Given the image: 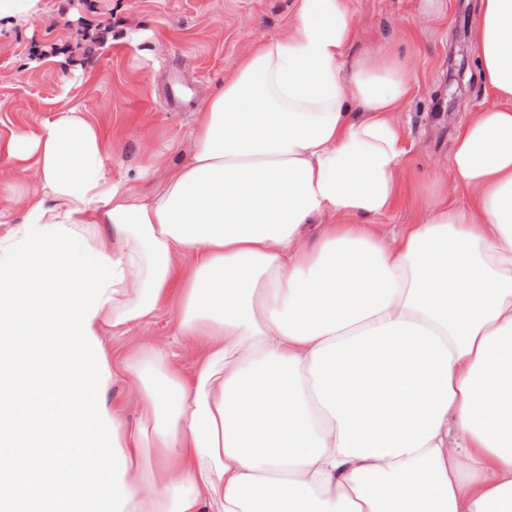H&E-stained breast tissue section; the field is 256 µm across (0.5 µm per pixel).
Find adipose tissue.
<instances>
[{"label": "adipose tissue", "instance_id": "adipose-tissue-1", "mask_svg": "<svg viewBox=\"0 0 512 512\" xmlns=\"http://www.w3.org/2000/svg\"><path fill=\"white\" fill-rule=\"evenodd\" d=\"M480 12L470 202L433 185L389 236L410 71L346 62L349 0H294L152 195L83 111L0 144L41 188L0 237V512H512V0ZM173 302L193 376L153 346L113 368L106 336ZM109 400L118 407L125 421L133 425L139 418L140 405L134 395V386L124 375H119L109 393Z\"/></svg>", "mask_w": 512, "mask_h": 512}]
</instances>
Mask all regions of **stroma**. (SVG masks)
Masks as SVG:
<instances>
[{
  "instance_id": "stroma-1",
  "label": "stroma",
  "mask_w": 512,
  "mask_h": 512,
  "mask_svg": "<svg viewBox=\"0 0 512 512\" xmlns=\"http://www.w3.org/2000/svg\"><path fill=\"white\" fill-rule=\"evenodd\" d=\"M444 2L441 15L425 20L419 0H350L355 33L347 55L387 52L411 69L399 108L410 150L396 204L378 219L386 234L419 219L420 195L434 179L447 184L449 202H469L450 170L453 139L491 96L471 39L479 0ZM292 15L293 0H38L37 11L0 20V141L82 109L105 133L113 180L150 194L161 179L143 175L150 158L178 164L192 146L195 114L167 105L168 70L182 74L202 105L255 41L284 32ZM102 21L112 24L111 42L84 50L87 27ZM34 172L32 162L0 153L1 235L20 223L23 201L38 187ZM147 345L176 354L187 375L199 359L171 307L106 340L116 367Z\"/></svg>"
}]
</instances>
